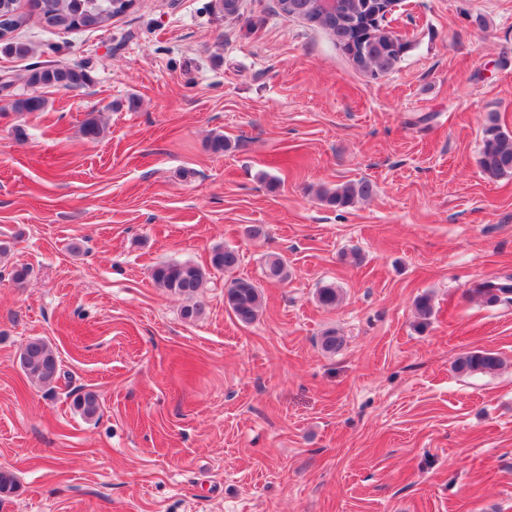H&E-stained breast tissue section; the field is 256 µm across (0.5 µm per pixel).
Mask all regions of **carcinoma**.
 I'll list each match as a JSON object with an SVG mask.
<instances>
[{
	"label": "carcinoma",
	"instance_id": "obj_1",
	"mask_svg": "<svg viewBox=\"0 0 512 512\" xmlns=\"http://www.w3.org/2000/svg\"><path fill=\"white\" fill-rule=\"evenodd\" d=\"M367 0H296L297 13L311 12L319 20L318 27L332 37L336 47L359 46L369 39L365 30H356L336 24V11L343 6L357 9L366 5ZM18 0H0V30L9 32L4 39V48L10 53L25 57L30 51L29 44L10 36L22 22L18 13ZM31 9L47 27L72 31L90 30L107 26L112 18L125 12V0H30ZM408 44L393 47L388 37H375L367 55L361 61L360 71L374 79L392 73L402 61ZM92 82L85 68L79 65L54 64L29 70L26 83L31 92L13 101L16 112H41L47 101L38 94L45 87L71 90L85 87ZM82 136L95 141L104 134V126L96 117L87 119L81 127ZM481 172L489 179L512 176V131L504 129L497 115L491 114L483 129L482 146L478 159ZM374 191L368 180L343 184L333 190L319 191L321 201L336 210L345 209L369 198ZM241 264L238 250L229 247H215L209 257V265L216 271L231 273ZM266 278L278 282L288 280L286 260L278 255L269 256L265 262ZM155 283L166 291L190 301L182 310L188 321L197 319L203 312L202 305L195 298L203 292L208 282L205 268L190 262H168L157 266L153 271ZM473 292L484 303L492 305L502 300L512 299V276H498L477 283ZM341 299L335 285L329 284L318 290L317 300L323 307H334ZM224 302L235 319L242 325L256 322L263 311V293L252 281L235 278L225 285ZM417 326L425 327L433 312L431 298L417 297L414 303ZM19 366L25 377L33 384L45 388L53 385L61 377V363L50 344L39 337L28 340L18 356ZM502 366L498 353L474 349L462 353L455 361L454 368L461 375L491 373ZM74 408L87 419L100 411L97 396L91 392L78 394L73 399Z\"/></svg>",
	"mask_w": 512,
	"mask_h": 512
}]
</instances>
